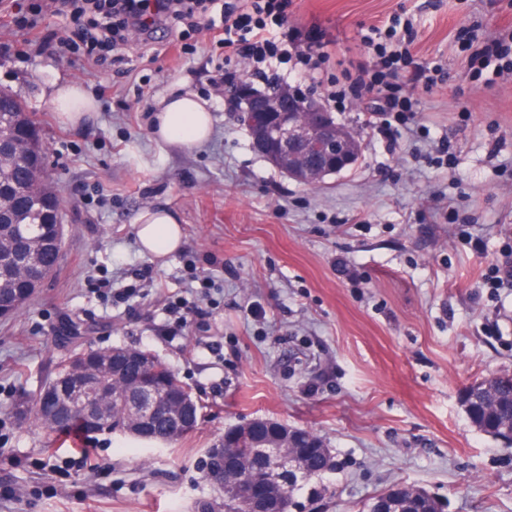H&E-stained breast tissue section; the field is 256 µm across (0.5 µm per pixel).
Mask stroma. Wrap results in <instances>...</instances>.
<instances>
[{
    "mask_svg": "<svg viewBox=\"0 0 512 512\" xmlns=\"http://www.w3.org/2000/svg\"><path fill=\"white\" fill-rule=\"evenodd\" d=\"M288 24L323 43L327 72L364 64L359 39L394 15L416 19L415 62L443 81L416 90L413 137L377 136L365 93L334 108L362 145L351 171L303 186L253 148L210 83L214 34L129 31L81 69L58 44H81L63 17L40 21L38 54L0 28V89L15 94L46 146L61 192L60 264L15 317L0 319V512H212L206 477L225 429L263 418L321 436L339 462L335 496L314 512H366L407 482L444 512H512V447L478 430L468 383L512 375V0H288ZM78 82L97 109L78 126L52 104ZM204 99L202 145L158 144L151 117L173 93ZM161 204L179 217L181 249L141 254L136 218ZM112 281L111 298L94 288ZM136 289L126 298L128 289ZM190 321L175 331L168 303ZM144 346L202 406L178 443L120 434L56 437L18 412L76 346Z\"/></svg>",
    "mask_w": 512,
    "mask_h": 512,
    "instance_id": "35a3bbf8",
    "label": "stroma"
}]
</instances>
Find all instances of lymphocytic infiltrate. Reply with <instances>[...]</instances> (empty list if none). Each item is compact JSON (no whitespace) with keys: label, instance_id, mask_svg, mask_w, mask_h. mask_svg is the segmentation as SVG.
Listing matches in <instances>:
<instances>
[{"label":"lymphocytic infiltrate","instance_id":"lymphocytic-infiltrate-1","mask_svg":"<svg viewBox=\"0 0 512 512\" xmlns=\"http://www.w3.org/2000/svg\"><path fill=\"white\" fill-rule=\"evenodd\" d=\"M211 0H35L31 16L14 17L20 30L36 28V16L45 12L90 16L92 31L87 39L86 58H93L98 47L117 42L123 32L140 24L143 16L155 19L175 17L196 24ZM285 0H247L244 13L225 15L220 28L225 51L253 62L256 73L279 78L280 65L302 66L306 75L321 79L327 54L306 44L301 34L288 25ZM413 30L411 18L394 16L387 29H372L361 38L371 52L374 65L370 76L344 72L342 81L329 90L332 100L360 97L376 91L385 98L386 111L398 122H406L414 110L412 89L432 87L438 81L439 65L414 62L406 45Z\"/></svg>","mask_w":512,"mask_h":512}]
</instances>
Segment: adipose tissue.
Instances as JSON below:
<instances>
[{
    "mask_svg": "<svg viewBox=\"0 0 512 512\" xmlns=\"http://www.w3.org/2000/svg\"><path fill=\"white\" fill-rule=\"evenodd\" d=\"M58 118L68 125L80 124L96 108L83 87L75 82L58 86L53 93ZM153 132L164 144L190 147L207 142L212 134V115L193 95L177 93L166 99L153 121ZM138 245L143 253L163 258L176 252L183 239L175 213L157 206L146 209L137 218Z\"/></svg>",
    "mask_w": 512,
    "mask_h": 512,
    "instance_id": "ef3b65f1",
    "label": "adipose tissue"
}]
</instances>
